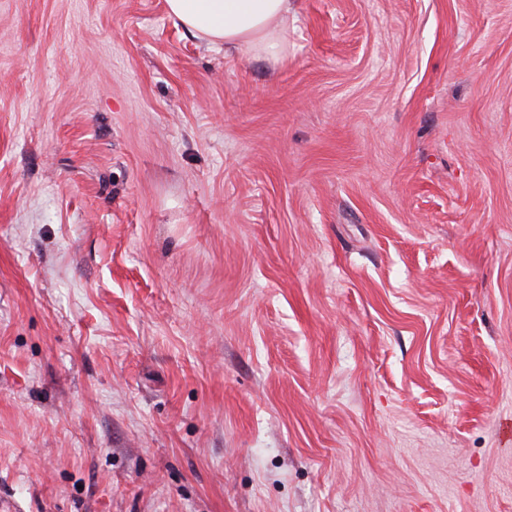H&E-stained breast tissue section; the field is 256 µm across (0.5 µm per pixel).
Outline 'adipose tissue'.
<instances>
[{
  "label": "adipose tissue",
  "instance_id": "adipose-tissue-1",
  "mask_svg": "<svg viewBox=\"0 0 512 512\" xmlns=\"http://www.w3.org/2000/svg\"><path fill=\"white\" fill-rule=\"evenodd\" d=\"M289 0H166L168 12L193 36L266 59L283 57Z\"/></svg>",
  "mask_w": 512,
  "mask_h": 512
}]
</instances>
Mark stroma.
Returning <instances> with one entry per match:
<instances>
[{
  "mask_svg": "<svg viewBox=\"0 0 512 512\" xmlns=\"http://www.w3.org/2000/svg\"><path fill=\"white\" fill-rule=\"evenodd\" d=\"M0 0V512H512V0ZM290 0H166L168 12L190 34L224 50L279 60L286 49L282 24Z\"/></svg>",
  "mask_w": 512,
  "mask_h": 512,
  "instance_id": "1",
  "label": "stroma"
}]
</instances>
